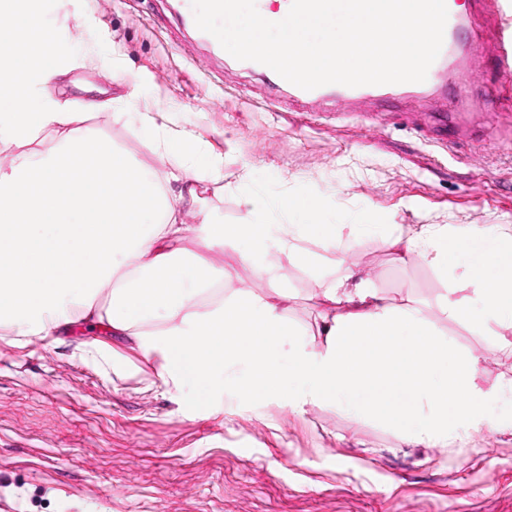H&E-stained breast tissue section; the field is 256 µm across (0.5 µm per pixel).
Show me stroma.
Masks as SVG:
<instances>
[{"instance_id":"obj_1","label":"stroma","mask_w":512,"mask_h":512,"mask_svg":"<svg viewBox=\"0 0 512 512\" xmlns=\"http://www.w3.org/2000/svg\"><path fill=\"white\" fill-rule=\"evenodd\" d=\"M44 19L70 45L66 73L45 93L95 102L86 127L165 176L151 138L185 135L224 177L198 183L185 224L239 223L256 194L276 201L316 191L319 222L365 216L375 230L344 266L396 302L421 305L433 325L481 359L479 384L512 380V348L448 318L440 302L465 287L388 230L399 224L477 226L512 234V85L496 61L448 59L435 84L377 98L367 117L332 106L296 111L258 71L225 60L204 73L207 48L166 35L180 19L161 0H44ZM478 73L465 100L447 95ZM228 288L271 294L312 334L333 309L320 272L288 264L279 283L225 257ZM158 359L80 322L38 339L0 326V512H512V428L473 430L436 444L330 407L296 412L216 390L165 384Z\"/></svg>"}]
</instances>
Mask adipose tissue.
I'll return each mask as SVG.
<instances>
[{
  "label": "adipose tissue",
  "mask_w": 512,
  "mask_h": 512,
  "mask_svg": "<svg viewBox=\"0 0 512 512\" xmlns=\"http://www.w3.org/2000/svg\"><path fill=\"white\" fill-rule=\"evenodd\" d=\"M0 13L12 19L0 29V136L26 145L50 128L59 142L0 172V266L18 272L0 285V322L28 337L80 319L107 324L143 358L161 357L165 383L194 385L203 401L220 382L236 396L273 397L299 412L327 406L441 444L498 427L492 393L477 383L479 357L444 337L417 304L329 283L322 296L343 311L322 317L316 347L299 338L279 295L217 292L224 268L216 257L229 246L266 281L279 276L264 259L271 248L311 269L342 264L300 246L314 237L336 248L335 225L312 219L322 196L286 194L272 208L252 198L237 224L179 222L178 201L138 160L93 138L84 113L40 98L71 53L46 25L41 0H0ZM156 151L172 159L171 179L188 182V201L197 199L195 183L221 174L192 139L169 137ZM297 215L304 223H294ZM405 244L440 270L462 269L469 290L444 297L449 318L481 336L512 334V236L424 224Z\"/></svg>",
  "instance_id": "1"
}]
</instances>
